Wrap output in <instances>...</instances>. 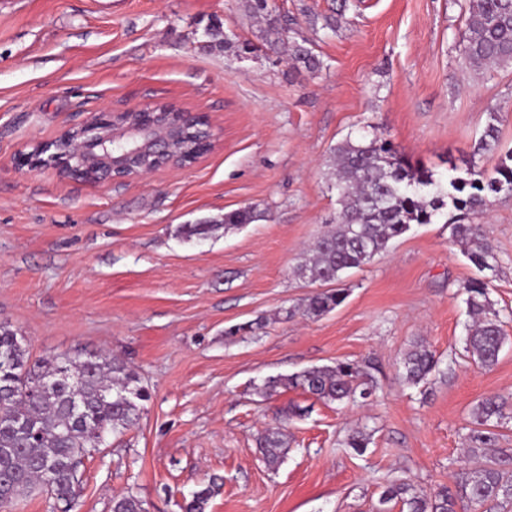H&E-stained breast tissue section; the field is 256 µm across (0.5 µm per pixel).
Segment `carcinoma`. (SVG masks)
<instances>
[{
	"label": "carcinoma",
	"instance_id": "1",
	"mask_svg": "<svg viewBox=\"0 0 512 512\" xmlns=\"http://www.w3.org/2000/svg\"><path fill=\"white\" fill-rule=\"evenodd\" d=\"M245 13L262 20L260 39L271 49L286 53L296 66L315 72L323 63L314 43L289 35L290 28L269 0H241ZM467 32L463 40L467 64L476 69L512 65V0H469ZM199 48L222 51L232 39L214 23L205 29ZM499 113L492 112L474 152L491 151L498 143ZM336 193L341 206L336 224L317 240L312 253L296 273L326 289L308 299L305 313L318 317L334 310L347 298L337 288L342 275L369 263L413 224H432L450 208L452 233L470 262L481 272H497L493 248L482 238L469 215L486 210L501 193L512 194V152L501 156L494 172L475 167L464 173L451 168L445 176L413 163L394 143L377 134L347 138L333 149ZM261 217L252 207L224 213V230L251 224ZM211 224H185L181 233L189 240L206 239ZM490 280L475 278L462 285L469 313L476 323L469 330L465 351L485 367L494 365L507 336L499 311L489 297ZM9 360L0 364V512H11L15 501L36 485L55 502L74 510L78 504L79 469L97 451L95 434L119 439L139 419L148 389L120 358L112 355L74 360L65 354L34 359L17 330L0 323V352ZM438 365L423 344L415 343L405 354L403 378L411 385L422 382ZM372 363L338 361L292 375L268 379L260 389L270 398L279 389L300 388L329 403L355 402L372 397L377 388ZM470 451L482 454L496 446L494 428L512 419V404L486 398L472 410ZM370 435L356 431L346 447L361 455ZM264 462L277 466L288 454L284 435L271 432L259 438ZM215 482L196 490L186 512H206ZM392 503L407 512H505L512 506V448H500L488 462L462 477L460 491L446 487L428 496L405 481L390 483L380 504ZM112 512H146L136 496L127 493L112 500Z\"/></svg>",
	"mask_w": 512,
	"mask_h": 512
}]
</instances>
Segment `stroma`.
I'll list each match as a JSON object with an SVG mask.
<instances>
[{
    "label": "stroma",
    "mask_w": 512,
    "mask_h": 512,
    "mask_svg": "<svg viewBox=\"0 0 512 512\" xmlns=\"http://www.w3.org/2000/svg\"><path fill=\"white\" fill-rule=\"evenodd\" d=\"M277 2L314 40L320 71L258 44L240 0H0V322L35 357L112 353L150 392L122 442L85 459L79 512H112L120 493L147 512H184L212 477L221 487L206 512H377L391 481L432 494L483 464L469 450L472 410L512 402V196L471 218L499 261L490 298L508 341L492 366L464 350L461 286L479 272L443 221L412 226L349 272L347 299L322 316L305 312L319 284L294 272L340 210L329 168L339 142L374 132L438 175L471 160L493 171L512 149V67L469 69L467 0H348L333 32L308 23L332 0ZM214 22L254 52L200 51ZM153 104L202 113L213 149L123 183L22 164L95 113ZM494 110L499 148L474 155ZM248 206L262 220L224 230L225 212ZM204 220L210 237H183ZM417 341L439 364L412 387L402 359ZM367 359L378 389L365 402L256 392ZM295 406L306 416L285 421ZM274 428L289 452L270 470L257 438ZM358 428L371 435L361 456L345 446Z\"/></svg>",
    "instance_id": "obj_1"
}]
</instances>
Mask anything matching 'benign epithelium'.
<instances>
[{
    "label": "benign epithelium",
    "instance_id": "1",
    "mask_svg": "<svg viewBox=\"0 0 512 512\" xmlns=\"http://www.w3.org/2000/svg\"><path fill=\"white\" fill-rule=\"evenodd\" d=\"M196 144L194 154L183 140ZM213 147V134L196 112L164 104L99 112L23 158L31 169L51 168L85 182L143 179L161 168H183Z\"/></svg>",
    "mask_w": 512,
    "mask_h": 512
}]
</instances>
